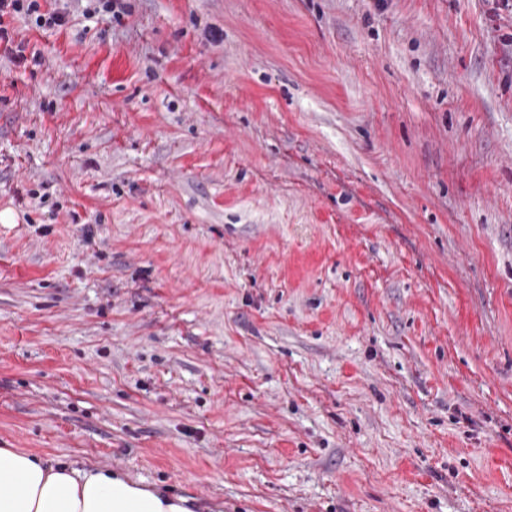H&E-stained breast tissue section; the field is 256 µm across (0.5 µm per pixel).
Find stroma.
Returning a JSON list of instances; mask_svg holds the SVG:
<instances>
[{"label": "stroma", "instance_id": "1", "mask_svg": "<svg viewBox=\"0 0 512 512\" xmlns=\"http://www.w3.org/2000/svg\"><path fill=\"white\" fill-rule=\"evenodd\" d=\"M128 3L0 56V448L512 512V6Z\"/></svg>", "mask_w": 512, "mask_h": 512}]
</instances>
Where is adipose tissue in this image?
Returning <instances> with one entry per match:
<instances>
[{
    "label": "adipose tissue",
    "instance_id": "obj_1",
    "mask_svg": "<svg viewBox=\"0 0 512 512\" xmlns=\"http://www.w3.org/2000/svg\"><path fill=\"white\" fill-rule=\"evenodd\" d=\"M0 512H189L112 471L0 448Z\"/></svg>",
    "mask_w": 512,
    "mask_h": 512
}]
</instances>
